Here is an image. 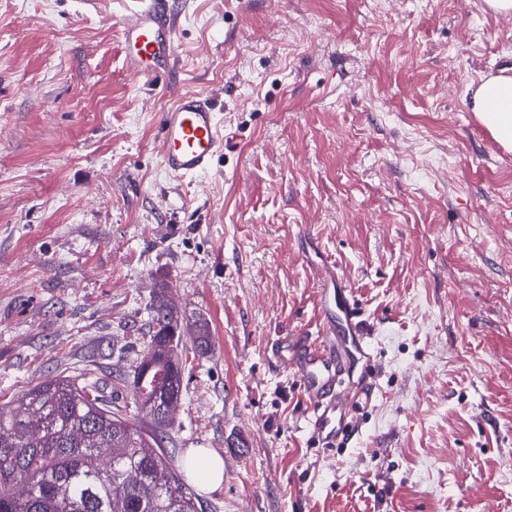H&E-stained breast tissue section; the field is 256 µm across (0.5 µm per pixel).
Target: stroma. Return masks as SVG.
Segmentation results:
<instances>
[{
  "label": "stroma",
  "instance_id": "obj_1",
  "mask_svg": "<svg viewBox=\"0 0 512 512\" xmlns=\"http://www.w3.org/2000/svg\"><path fill=\"white\" fill-rule=\"evenodd\" d=\"M173 2L168 92L126 65L137 0H0V402L129 374L163 281L188 325L171 437L178 463L222 457L212 512H512V151L472 109L512 72V18ZM178 91L213 98L224 133L192 181L160 159ZM306 239L372 332L379 396L335 448L271 351L316 332Z\"/></svg>",
  "mask_w": 512,
  "mask_h": 512
}]
</instances>
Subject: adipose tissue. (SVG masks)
Here are the masks:
<instances>
[{"label":"adipose tissue","mask_w":512,"mask_h":512,"mask_svg":"<svg viewBox=\"0 0 512 512\" xmlns=\"http://www.w3.org/2000/svg\"><path fill=\"white\" fill-rule=\"evenodd\" d=\"M473 110L494 140L512 151V75L483 78L473 95Z\"/></svg>","instance_id":"obj_1"}]
</instances>
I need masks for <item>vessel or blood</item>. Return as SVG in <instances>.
<instances>
[{
  "label": "vessel or blood",
  "mask_w": 512,
  "mask_h": 512,
  "mask_svg": "<svg viewBox=\"0 0 512 512\" xmlns=\"http://www.w3.org/2000/svg\"><path fill=\"white\" fill-rule=\"evenodd\" d=\"M171 0H141L121 25L125 58L145 82L170 76L176 35ZM161 163L173 175L195 178L207 173L224 152V135L209 96L186 91L160 114ZM308 266L320 290L316 337L281 336L272 353L296 374L307 403L306 429L324 447L350 436L355 409L370 407L373 384L352 387V370L370 361V332L352 291L325 258Z\"/></svg>",
  "instance_id": "vessel-or-blood-1"
}]
</instances>
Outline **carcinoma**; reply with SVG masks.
<instances>
[{
  "label": "carcinoma",
  "instance_id": "obj_1",
  "mask_svg": "<svg viewBox=\"0 0 512 512\" xmlns=\"http://www.w3.org/2000/svg\"><path fill=\"white\" fill-rule=\"evenodd\" d=\"M158 285L130 389L140 423L87 377H48L0 406V512H207L165 448L182 400V318Z\"/></svg>",
  "mask_w": 512,
  "mask_h": 512
}]
</instances>
